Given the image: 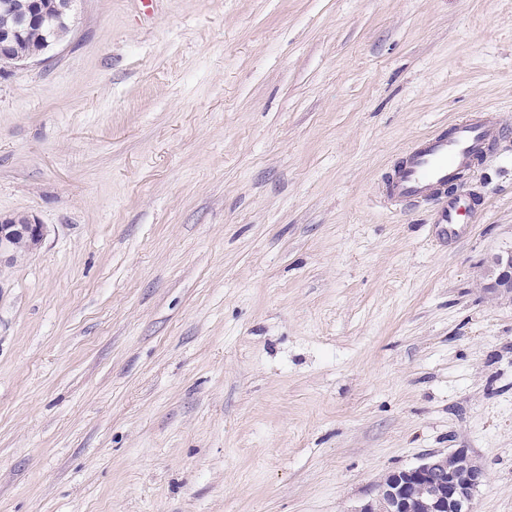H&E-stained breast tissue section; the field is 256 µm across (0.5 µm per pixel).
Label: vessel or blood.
Masks as SVG:
<instances>
[{
	"instance_id": "obj_1",
	"label": "vessel or blood",
	"mask_w": 512,
	"mask_h": 512,
	"mask_svg": "<svg viewBox=\"0 0 512 512\" xmlns=\"http://www.w3.org/2000/svg\"><path fill=\"white\" fill-rule=\"evenodd\" d=\"M506 135L497 118L481 111L455 122L448 131L430 132L404 151L379 197L393 207L408 202L434 204V223L449 237H457L477 205L460 179L486 161L493 145Z\"/></svg>"
}]
</instances>
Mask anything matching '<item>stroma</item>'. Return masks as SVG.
<instances>
[{
  "mask_svg": "<svg viewBox=\"0 0 512 512\" xmlns=\"http://www.w3.org/2000/svg\"><path fill=\"white\" fill-rule=\"evenodd\" d=\"M512 128V0H77L0 66V512H356L467 449L512 512V135L465 236L378 187ZM60 0H42L46 11L37 23L21 27V35L12 43L17 58L42 56L49 52L50 43L64 40L71 31V11L64 10ZM55 3L56 10L51 5ZM21 237L29 238L33 241H40L43 237L42 224L27 220L16 222L9 218L0 220V256L9 253L14 246V242ZM490 280L486 288H492L496 293L512 294V248L503 251L492 259L488 275Z\"/></svg>",
  "mask_w": 512,
  "mask_h": 512,
  "instance_id": "1",
  "label": "stroma"
}]
</instances>
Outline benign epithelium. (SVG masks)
Masks as SVG:
<instances>
[{"instance_id":"1","label":"benign epithelium","mask_w":512,"mask_h":512,"mask_svg":"<svg viewBox=\"0 0 512 512\" xmlns=\"http://www.w3.org/2000/svg\"><path fill=\"white\" fill-rule=\"evenodd\" d=\"M20 237L39 241L43 226L29 219L0 220V255L10 252ZM488 279L487 287L512 294V248L494 256ZM485 478L483 466L464 448L429 455L414 467L390 473L355 512H472L473 494Z\"/></svg>"}]
</instances>
